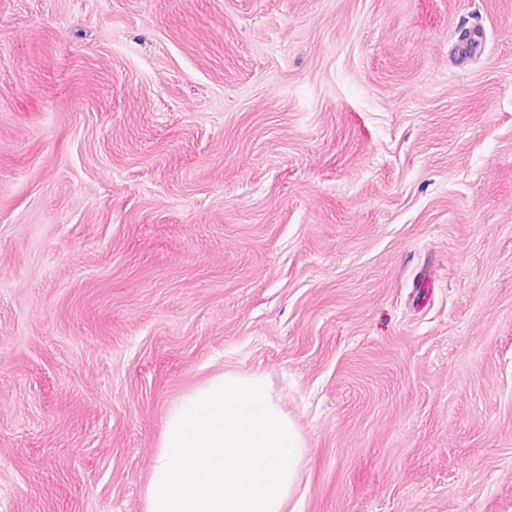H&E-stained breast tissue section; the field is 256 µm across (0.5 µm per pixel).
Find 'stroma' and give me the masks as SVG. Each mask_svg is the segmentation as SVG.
<instances>
[{"label": "stroma", "instance_id": "stroma-1", "mask_svg": "<svg viewBox=\"0 0 512 512\" xmlns=\"http://www.w3.org/2000/svg\"><path fill=\"white\" fill-rule=\"evenodd\" d=\"M222 372L297 512H512V0H0V512Z\"/></svg>", "mask_w": 512, "mask_h": 512}]
</instances>
